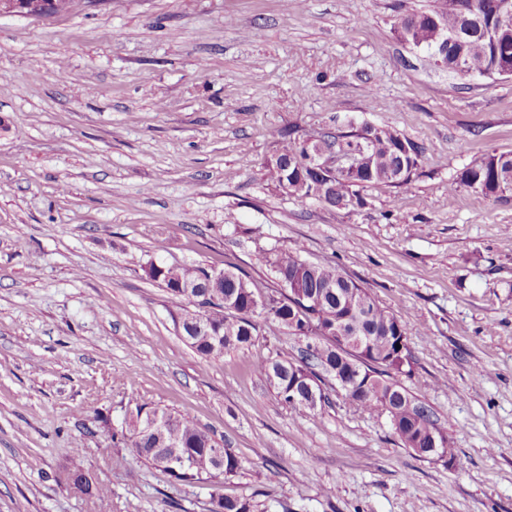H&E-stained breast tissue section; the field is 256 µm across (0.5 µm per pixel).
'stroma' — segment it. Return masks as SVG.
Masks as SVG:
<instances>
[{
	"instance_id": "1",
	"label": "stroma",
	"mask_w": 512,
	"mask_h": 512,
	"mask_svg": "<svg viewBox=\"0 0 512 512\" xmlns=\"http://www.w3.org/2000/svg\"><path fill=\"white\" fill-rule=\"evenodd\" d=\"M432 0H71L0 16V512H512V190L456 186L512 152V77H462L396 28ZM38 78H31V70ZM389 126L422 154L406 188L338 209L289 195L283 133ZM331 263L405 326L404 385L451 459L400 445L388 418L292 408L253 370L302 341L263 320L213 362L182 339L187 299L149 262L279 285L280 251ZM144 405L187 415L240 458L196 486L112 432ZM80 467L107 509L62 478ZM256 495H241L234 497H218L213 499V508L211 512H268V510L259 509Z\"/></svg>"
}]
</instances>
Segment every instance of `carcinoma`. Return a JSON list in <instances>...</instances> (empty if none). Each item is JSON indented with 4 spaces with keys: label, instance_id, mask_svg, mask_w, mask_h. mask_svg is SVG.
<instances>
[{
    "label": "carcinoma",
    "instance_id": "carcinoma-1",
    "mask_svg": "<svg viewBox=\"0 0 512 512\" xmlns=\"http://www.w3.org/2000/svg\"><path fill=\"white\" fill-rule=\"evenodd\" d=\"M493 0H437V4L423 11L412 12L404 19L420 24L419 32L409 39L414 45L432 37L425 21L436 17L448 35H458L466 41L464 53L467 69L481 73L489 68L497 47L484 40V33L476 20H488ZM401 134L390 127H378L365 150H358L352 142H346L349 150L358 154L360 170L355 178L336 180L329 206L354 209L366 204L362 191L369 187L386 185L404 187L409 184L418 165L421 150L412 146L408 157L399 153ZM305 141L289 138L269 164L272 177L278 183H288V193L301 199L307 198V190L301 180L315 181L318 174L302 169L303 178L293 177L297 165L283 174L276 169L280 158H302ZM405 166L407 176L399 181L392 174ZM457 183L486 196L494 197L512 188V153L488 154L475 159L460 174ZM280 282L281 291L262 294L246 276L225 271L221 279H210L207 269L193 266H174L150 263L146 276L162 285L175 297H185L194 288L208 290L218 297L205 311L200 325L190 335V347L201 357L220 361L224 351L247 348L255 342L258 329L253 323L252 306L259 303L266 317L276 321L291 335L302 338L305 346L297 358L285 359L279 355L259 359L254 371L264 377L276 390L280 401L297 408L292 397L302 392L304 385L317 379L326 383L329 375L336 372L339 363L336 346V328L343 327L349 336L365 337L364 345L375 361L385 362L397 352L396 336L406 328L390 312L381 307L371 293L331 265L310 262L300 253L281 252L268 260ZM408 371L397 367L393 371L371 369L358 387L344 392L345 399L364 411L378 410L380 399L392 392L388 418L396 421L400 433L398 439L418 456L427 458L432 453L427 448L414 447L425 433L447 438L434 410L401 384V378L409 377L414 361H406ZM121 440L133 448L147 465L156 468L162 457L188 460L186 468L164 470L172 480L182 485H193L204 480L235 475L241 461L230 448L224 449V461H217L210 449L218 447L216 439L185 415L175 416L158 410L138 406L125 418L120 430ZM73 488L94 497L105 504L110 489L104 484H92L83 480V472L75 468L69 472ZM211 512H266L259 508L253 495L219 497L213 500Z\"/></svg>",
    "mask_w": 512,
    "mask_h": 512
}]
</instances>
